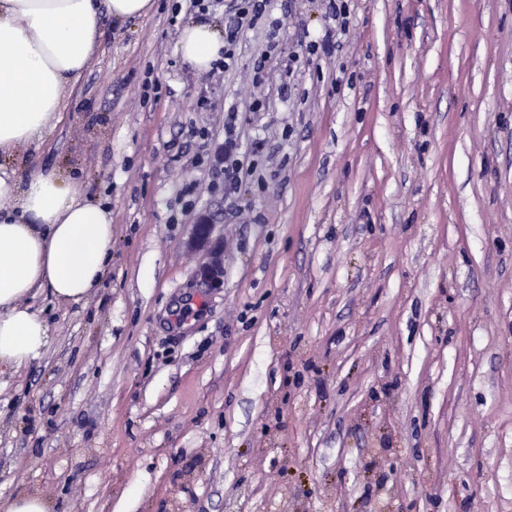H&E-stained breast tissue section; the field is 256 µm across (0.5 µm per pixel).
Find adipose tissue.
I'll return each instance as SVG.
<instances>
[{
	"label": "adipose tissue",
	"mask_w": 512,
	"mask_h": 512,
	"mask_svg": "<svg viewBox=\"0 0 512 512\" xmlns=\"http://www.w3.org/2000/svg\"><path fill=\"white\" fill-rule=\"evenodd\" d=\"M155 0H0V156L43 140L98 46L103 15L143 17ZM224 47L217 27H185L181 56L209 69ZM112 211L78 180L53 171L18 182L0 172V368L39 359L50 326L27 299L47 288L77 303L99 288L110 262Z\"/></svg>",
	"instance_id": "adipose-tissue-1"
}]
</instances>
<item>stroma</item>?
Segmentation results:
<instances>
[{"label":"stroma","mask_w":512,"mask_h":512,"mask_svg":"<svg viewBox=\"0 0 512 512\" xmlns=\"http://www.w3.org/2000/svg\"><path fill=\"white\" fill-rule=\"evenodd\" d=\"M271 0L217 78L156 0L101 51L42 144L112 209L77 304L29 300L53 341L0 372V500L48 512H512V0ZM264 59L266 99L245 91ZM237 107L262 142L236 207L210 189ZM224 236L203 283L197 213ZM221 268H223L221 251L211 249L208 261L199 268V275L210 286H216L220 282ZM2 512H48L45 501L37 495H27L0 504Z\"/></svg>","instance_id":"1"}]
</instances>
